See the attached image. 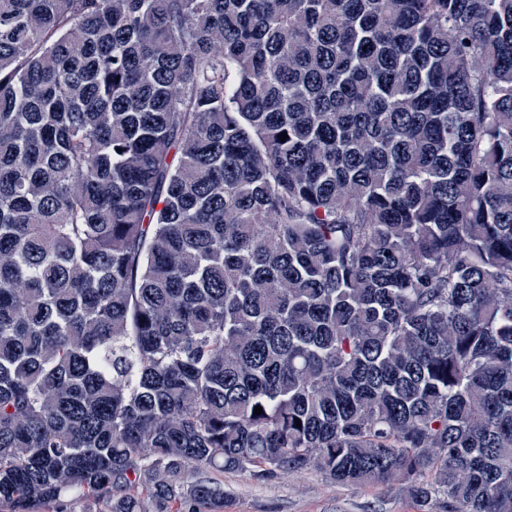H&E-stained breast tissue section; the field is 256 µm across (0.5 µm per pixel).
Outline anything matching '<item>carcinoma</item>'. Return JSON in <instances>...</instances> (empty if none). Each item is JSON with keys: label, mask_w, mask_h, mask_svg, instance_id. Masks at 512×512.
I'll list each match as a JSON object with an SVG mask.
<instances>
[{"label": "carcinoma", "mask_w": 512, "mask_h": 512, "mask_svg": "<svg viewBox=\"0 0 512 512\" xmlns=\"http://www.w3.org/2000/svg\"><path fill=\"white\" fill-rule=\"evenodd\" d=\"M206 468L512 512V0H0V503Z\"/></svg>", "instance_id": "carcinoma-1"}]
</instances>
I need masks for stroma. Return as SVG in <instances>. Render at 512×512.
<instances>
[{
  "label": "stroma",
  "instance_id": "1",
  "mask_svg": "<svg viewBox=\"0 0 512 512\" xmlns=\"http://www.w3.org/2000/svg\"><path fill=\"white\" fill-rule=\"evenodd\" d=\"M201 480L224 485V504L214 512H446L445 498L429 507L396 489L379 485L345 487L318 471L297 475L280 472L260 479L251 472H220L205 469Z\"/></svg>",
  "mask_w": 512,
  "mask_h": 512
}]
</instances>
